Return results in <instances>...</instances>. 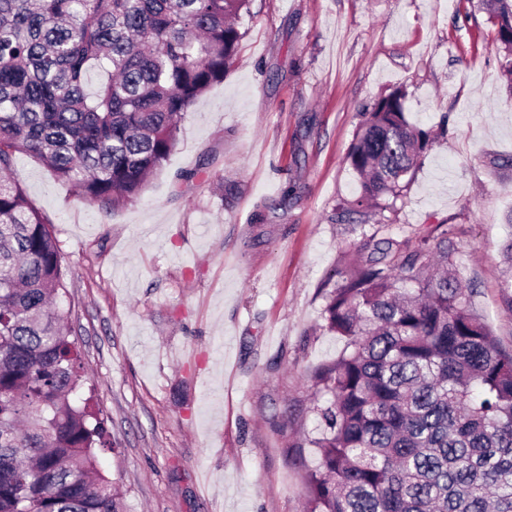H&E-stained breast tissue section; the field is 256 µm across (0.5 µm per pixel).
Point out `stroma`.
Masks as SVG:
<instances>
[{
  "mask_svg": "<svg viewBox=\"0 0 512 512\" xmlns=\"http://www.w3.org/2000/svg\"><path fill=\"white\" fill-rule=\"evenodd\" d=\"M237 60L187 112L164 169L113 211L31 156L12 177L52 221L64 307L128 512H303L314 372L339 272L372 234L448 229L472 307L512 350V99L471 0H253ZM407 91L434 134L392 222L339 213L363 112ZM197 171L196 179L183 175ZM501 261L505 267V273L499 288L504 303L512 310V236L503 247Z\"/></svg>",
  "mask_w": 512,
  "mask_h": 512,
  "instance_id": "obj_1",
  "label": "stroma"
}]
</instances>
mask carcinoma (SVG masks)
<instances>
[{"label": "carcinoma", "mask_w": 512, "mask_h": 512, "mask_svg": "<svg viewBox=\"0 0 512 512\" xmlns=\"http://www.w3.org/2000/svg\"><path fill=\"white\" fill-rule=\"evenodd\" d=\"M251 2L0 0V512H127L99 466L104 422L78 396L52 222L10 177L14 158L110 211L133 201L233 65ZM480 2L512 90V0ZM405 97L378 99L349 148L350 205L365 213L401 195L432 145ZM501 261L512 310V238ZM325 313L346 346L317 372L327 399L306 512H512V351L473 312L448 229L412 250L376 242Z\"/></svg>", "instance_id": "1"}]
</instances>
